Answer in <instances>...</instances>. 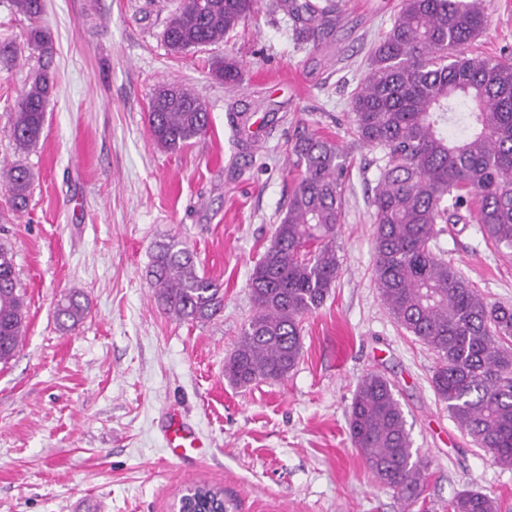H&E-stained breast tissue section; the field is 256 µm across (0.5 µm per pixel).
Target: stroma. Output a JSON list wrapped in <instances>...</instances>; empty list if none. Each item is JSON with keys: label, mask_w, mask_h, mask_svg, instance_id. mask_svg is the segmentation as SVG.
I'll use <instances>...</instances> for the list:
<instances>
[{"label": "stroma", "mask_w": 512, "mask_h": 512, "mask_svg": "<svg viewBox=\"0 0 512 512\" xmlns=\"http://www.w3.org/2000/svg\"><path fill=\"white\" fill-rule=\"evenodd\" d=\"M339 24L318 39L272 0H259L223 43L171 52L163 30L179 0H45L33 19L0 0V167L32 174L25 211L7 209L0 185V243L14 253L27 330L0 364V512H173L191 484L222 489L233 512H448L463 489L512 512V469L493 463L438 401L435 353L389 315L372 276L370 200L378 151L348 135L349 101L369 52L401 0H343ZM486 30L471 56L512 48V0H481ZM48 29L54 53L28 42ZM237 60L242 80L211 75ZM52 89L43 134L17 151L11 120L35 74ZM179 84L206 105L209 125L181 148L152 141L155 89ZM258 128L240 154L229 121ZM313 131L348 153L340 262L324 305L302 320V353L280 380L231 384L224 362L255 308L249 278L270 245L299 179L289 152ZM184 242L222 283L224 308L204 321L165 313L152 294L153 245ZM439 247L491 302L512 304V259L476 225L441 234ZM77 289L87 316L60 329L57 302ZM377 371L393 384L412 448L426 465L422 497L405 507L366 467L348 433L358 381ZM202 440L175 459L167 412Z\"/></svg>", "instance_id": "1"}]
</instances>
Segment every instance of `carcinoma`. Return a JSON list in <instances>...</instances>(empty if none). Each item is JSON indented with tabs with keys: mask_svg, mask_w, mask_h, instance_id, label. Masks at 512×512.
Listing matches in <instances>:
<instances>
[{
	"mask_svg": "<svg viewBox=\"0 0 512 512\" xmlns=\"http://www.w3.org/2000/svg\"><path fill=\"white\" fill-rule=\"evenodd\" d=\"M38 18L44 0H14ZM280 0L301 30L320 34L339 19L340 5L325 0ZM258 0H180L163 39L175 52L224 42L250 16ZM487 25L478 0H402L390 28L372 49L350 97L351 135L382 153L371 198L373 278L389 314L427 345L438 362L431 384L456 424L495 463L512 469V305L489 302L450 259L437 252L442 224L474 221L487 245L512 256V53L470 57L466 48ZM29 43L49 53L48 30L35 27ZM213 75L235 83L236 61L214 62ZM50 75L39 74L14 113L11 136L26 150L42 136ZM154 143L176 149L209 124L205 103L191 90L152 99ZM454 127L456 131L448 132ZM299 182L255 264L250 293L255 313L229 359L225 376L236 385L282 379L302 351V318L319 309L336 281L347 156L315 132L291 149ZM7 203L28 204L31 175L22 164L5 172ZM164 311L184 321L210 319L224 307V288L197 270L194 254L171 237L155 244L148 271ZM73 290L55 308L69 330L87 313ZM27 304L11 249L0 245V363L14 356L25 335ZM348 429L365 464L409 508L421 493L424 465L390 381L364 375L350 406ZM190 505L203 508L223 494L196 484ZM449 512H501L497 498L464 489Z\"/></svg>",
	"mask_w": 512,
	"mask_h": 512,
	"instance_id": "1",
	"label": "carcinoma"
}]
</instances>
